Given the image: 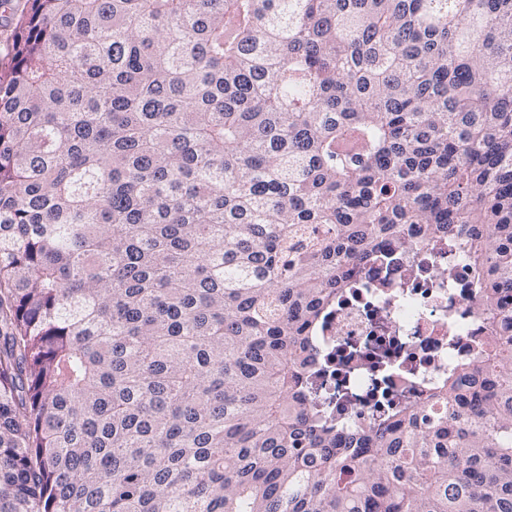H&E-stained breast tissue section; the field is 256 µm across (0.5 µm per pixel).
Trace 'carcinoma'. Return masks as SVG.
Here are the masks:
<instances>
[{
	"instance_id": "carcinoma-1",
	"label": "carcinoma",
	"mask_w": 512,
	"mask_h": 512,
	"mask_svg": "<svg viewBox=\"0 0 512 512\" xmlns=\"http://www.w3.org/2000/svg\"><path fill=\"white\" fill-rule=\"evenodd\" d=\"M0 17V512H512V0ZM405 224L492 348L338 433L309 332Z\"/></svg>"
}]
</instances>
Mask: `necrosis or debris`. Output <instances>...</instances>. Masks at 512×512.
Segmentation results:
<instances>
[{
    "label": "necrosis or debris",
    "mask_w": 512,
    "mask_h": 512,
    "mask_svg": "<svg viewBox=\"0 0 512 512\" xmlns=\"http://www.w3.org/2000/svg\"><path fill=\"white\" fill-rule=\"evenodd\" d=\"M381 248L355 270L343 297L314 329L320 362L307 378L328 424L346 432L428 403L461 366H478L487 336L471 286L468 240Z\"/></svg>",
    "instance_id": "1"
}]
</instances>
